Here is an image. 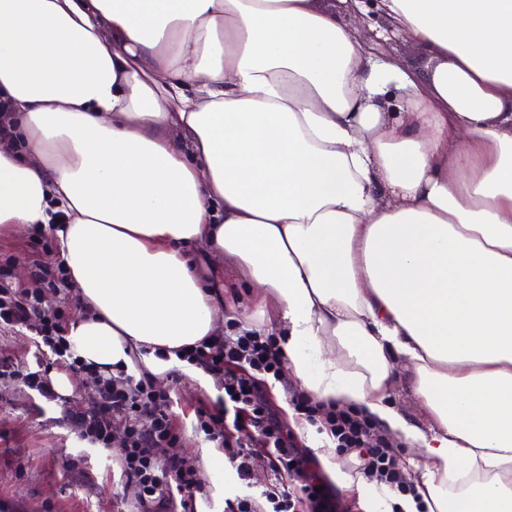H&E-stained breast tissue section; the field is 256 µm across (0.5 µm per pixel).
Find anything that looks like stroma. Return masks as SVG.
<instances>
[{
  "mask_svg": "<svg viewBox=\"0 0 512 512\" xmlns=\"http://www.w3.org/2000/svg\"><path fill=\"white\" fill-rule=\"evenodd\" d=\"M361 40L378 58L397 60L411 73L424 70L427 56L413 39L387 32L376 17L366 20ZM180 411L191 413L201 399H216L213 381L170 373ZM184 450L199 463L206 491L197 512H224V473L212 472L207 441L183 427ZM0 512H136L117 474L111 451L86 447L69 427L61 402H48L17 381L0 382Z\"/></svg>",
  "mask_w": 512,
  "mask_h": 512,
  "instance_id": "35a3bbf8",
  "label": "stroma"
}]
</instances>
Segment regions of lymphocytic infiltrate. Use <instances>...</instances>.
<instances>
[{"label": "lymphocytic infiltrate", "instance_id": "f902f5d3", "mask_svg": "<svg viewBox=\"0 0 512 512\" xmlns=\"http://www.w3.org/2000/svg\"><path fill=\"white\" fill-rule=\"evenodd\" d=\"M24 254L31 287L14 282L12 260L0 264V328L29 336L42 356L79 377L81 388L65 407L66 419L80 441L111 450L140 512H169L173 506L195 512L204 489L196 460L183 449L175 393L146 373L123 369L105 377L84 365L66 336L72 288L53 238L31 235ZM180 358L222 390L218 402L205 399L193 408L195 433L222 449L240 481H250L255 456L268 463L262 491L225 498L224 512H346L342 490L291 432L269 394L270 381L281 380L286 367L279 337L229 320L222 335L205 338ZM288 403L296 415L330 432L337 454L359 457L367 483L398 497L414 494L397 463L395 440L360 408L315 402L294 388Z\"/></svg>", "mask_w": 512, "mask_h": 512}]
</instances>
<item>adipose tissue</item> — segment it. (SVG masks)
Returning a JSON list of instances; mask_svg holds the SVG:
<instances>
[{"label": "adipose tissue", "instance_id": "ef3b65f1", "mask_svg": "<svg viewBox=\"0 0 512 512\" xmlns=\"http://www.w3.org/2000/svg\"><path fill=\"white\" fill-rule=\"evenodd\" d=\"M376 8L424 71L315 0H0V233L57 239L67 338L101 374L167 378L239 320L299 390L417 450L405 512H512V0ZM397 356L429 427L390 401ZM374 13L366 18L361 40L369 53L378 58H391L398 61L402 69L417 73L427 65V56L423 47L413 39L387 32Z\"/></svg>", "mask_w": 512, "mask_h": 512}]
</instances>
